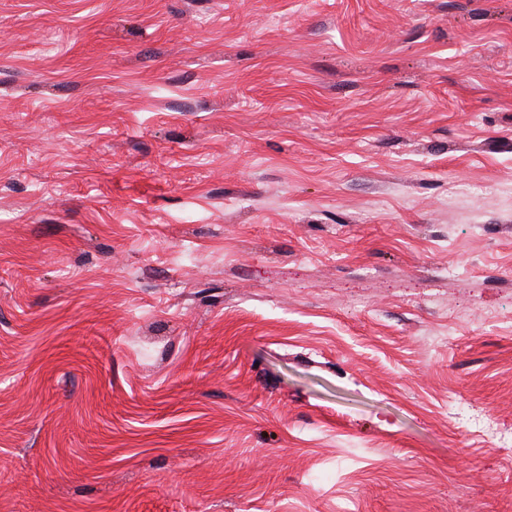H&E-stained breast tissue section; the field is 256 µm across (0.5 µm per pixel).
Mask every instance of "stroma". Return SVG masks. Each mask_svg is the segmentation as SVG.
Listing matches in <instances>:
<instances>
[{
  "label": "stroma",
  "mask_w": 512,
  "mask_h": 512,
  "mask_svg": "<svg viewBox=\"0 0 512 512\" xmlns=\"http://www.w3.org/2000/svg\"><path fill=\"white\" fill-rule=\"evenodd\" d=\"M0 512H512V0H0Z\"/></svg>",
  "instance_id": "obj_1"
}]
</instances>
